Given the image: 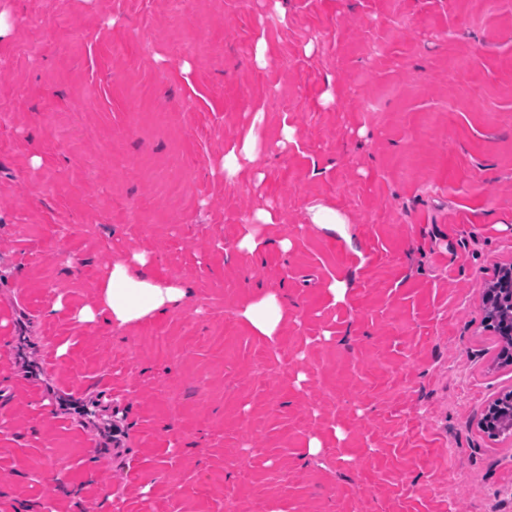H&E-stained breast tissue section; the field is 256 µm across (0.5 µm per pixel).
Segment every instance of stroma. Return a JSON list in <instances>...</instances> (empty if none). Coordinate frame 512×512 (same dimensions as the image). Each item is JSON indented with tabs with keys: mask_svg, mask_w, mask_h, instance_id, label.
<instances>
[{
	"mask_svg": "<svg viewBox=\"0 0 512 512\" xmlns=\"http://www.w3.org/2000/svg\"><path fill=\"white\" fill-rule=\"evenodd\" d=\"M0 12V512H512V438L480 427L512 390L483 305L512 263V0ZM136 253L189 301L78 321ZM259 291L290 307L270 338L239 315Z\"/></svg>",
	"mask_w": 512,
	"mask_h": 512,
	"instance_id": "stroma-1",
	"label": "stroma"
}]
</instances>
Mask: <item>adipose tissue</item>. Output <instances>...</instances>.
<instances>
[{"mask_svg": "<svg viewBox=\"0 0 512 512\" xmlns=\"http://www.w3.org/2000/svg\"><path fill=\"white\" fill-rule=\"evenodd\" d=\"M148 259L133 255L131 260L113 263L99 288L100 308L83 309L78 319L94 320L96 313H105L109 322L122 327L163 314L182 306L193 295L189 282L172 283L143 274ZM288 304L277 294L268 292L248 300L241 308V317L261 336H273L288 319Z\"/></svg>", "mask_w": 512, "mask_h": 512, "instance_id": "ef3b65f1", "label": "adipose tissue"}]
</instances>
